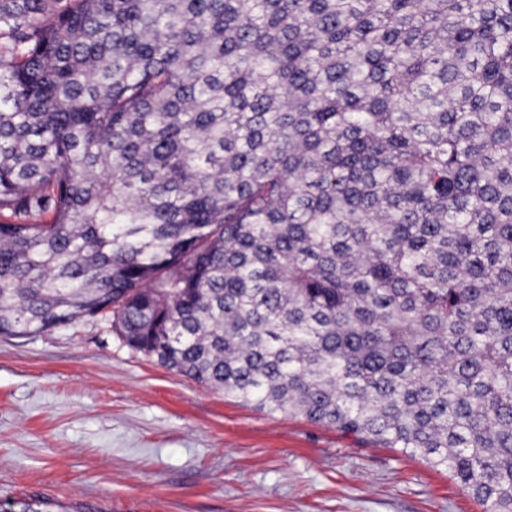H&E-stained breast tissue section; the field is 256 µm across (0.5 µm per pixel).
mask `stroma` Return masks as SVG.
<instances>
[{
  "label": "stroma",
  "instance_id": "35a3bbf8",
  "mask_svg": "<svg viewBox=\"0 0 512 512\" xmlns=\"http://www.w3.org/2000/svg\"><path fill=\"white\" fill-rule=\"evenodd\" d=\"M482 512L447 472L202 387L85 319L0 336V501L21 512Z\"/></svg>",
  "mask_w": 512,
  "mask_h": 512
}]
</instances>
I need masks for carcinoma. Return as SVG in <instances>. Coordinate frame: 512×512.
<instances>
[{"label": "carcinoma", "instance_id": "obj_1", "mask_svg": "<svg viewBox=\"0 0 512 512\" xmlns=\"http://www.w3.org/2000/svg\"><path fill=\"white\" fill-rule=\"evenodd\" d=\"M97 317L512 512V0H0V336Z\"/></svg>", "mask_w": 512, "mask_h": 512}]
</instances>
